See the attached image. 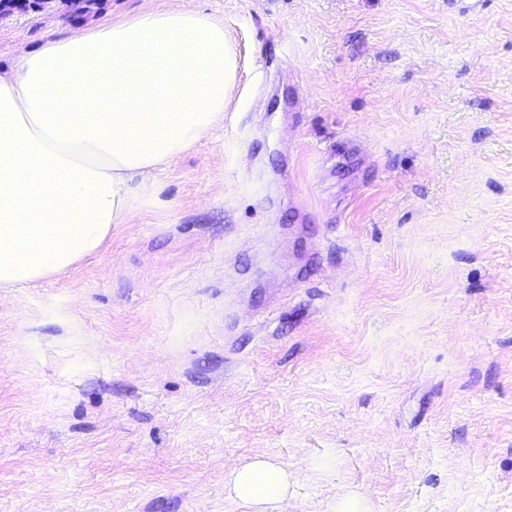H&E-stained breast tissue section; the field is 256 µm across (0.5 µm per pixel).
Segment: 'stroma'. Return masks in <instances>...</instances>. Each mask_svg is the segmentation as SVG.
Returning a JSON list of instances; mask_svg holds the SVG:
<instances>
[{"label":"stroma","instance_id":"35a3bbf8","mask_svg":"<svg viewBox=\"0 0 512 512\" xmlns=\"http://www.w3.org/2000/svg\"><path fill=\"white\" fill-rule=\"evenodd\" d=\"M222 18L224 126L0 289V512H512V0H24L16 51ZM289 479L288 468L256 457L231 472L230 492L249 512H277L288 498Z\"/></svg>","mask_w":512,"mask_h":512}]
</instances>
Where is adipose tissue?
Listing matches in <instances>:
<instances>
[{
    "instance_id": "obj_1",
    "label": "adipose tissue",
    "mask_w": 512,
    "mask_h": 512,
    "mask_svg": "<svg viewBox=\"0 0 512 512\" xmlns=\"http://www.w3.org/2000/svg\"><path fill=\"white\" fill-rule=\"evenodd\" d=\"M222 20L152 9L16 54L0 75V288L50 278L126 223L152 172L222 126ZM249 512H279L290 476L257 457L230 475Z\"/></svg>"
}]
</instances>
